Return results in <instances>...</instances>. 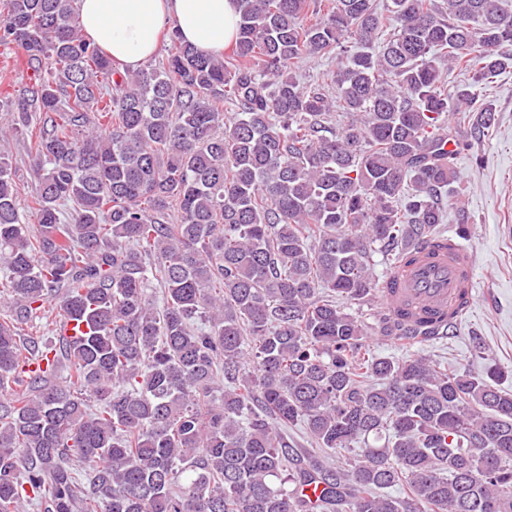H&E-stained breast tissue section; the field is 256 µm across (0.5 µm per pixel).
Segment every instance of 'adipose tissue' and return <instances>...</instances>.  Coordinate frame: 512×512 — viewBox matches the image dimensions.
Segmentation results:
<instances>
[{
  "mask_svg": "<svg viewBox=\"0 0 512 512\" xmlns=\"http://www.w3.org/2000/svg\"><path fill=\"white\" fill-rule=\"evenodd\" d=\"M78 6L85 34L131 70L156 53L168 25L205 53L223 50L237 33L235 0H79Z\"/></svg>",
  "mask_w": 512,
  "mask_h": 512,
  "instance_id": "adipose-tissue-1",
  "label": "adipose tissue"
}]
</instances>
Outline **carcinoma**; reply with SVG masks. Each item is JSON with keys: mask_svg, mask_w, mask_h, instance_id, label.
<instances>
[{"mask_svg": "<svg viewBox=\"0 0 512 512\" xmlns=\"http://www.w3.org/2000/svg\"><path fill=\"white\" fill-rule=\"evenodd\" d=\"M236 3L230 55L172 29L126 75L77 0H0V46L33 70L0 112L38 174L28 191L0 155V512H512L502 371L349 311L384 286L376 253L392 271L447 231L456 156L496 112L458 84L446 123L447 74L512 68V0ZM38 323L53 339L21 341ZM299 423L349 457L292 447ZM337 63L338 59L334 56L312 58L300 64L296 71L302 82L314 84L321 79L323 73L335 70Z\"/></svg>", "mask_w": 512, "mask_h": 512, "instance_id": "cac0c4a2", "label": "carcinoma"}]
</instances>
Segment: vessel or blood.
<instances>
[{
	"label": "vessel or blood",
	"mask_w": 512,
	"mask_h": 512,
	"mask_svg": "<svg viewBox=\"0 0 512 512\" xmlns=\"http://www.w3.org/2000/svg\"><path fill=\"white\" fill-rule=\"evenodd\" d=\"M412 257L397 269L394 289L379 293V311L395 321L459 326L467 312L459 295L475 291L474 250L462 243H425Z\"/></svg>",
	"instance_id": "vessel-or-blood-1"
}]
</instances>
